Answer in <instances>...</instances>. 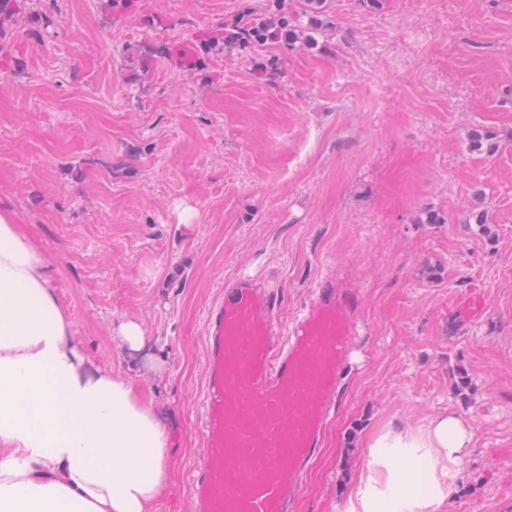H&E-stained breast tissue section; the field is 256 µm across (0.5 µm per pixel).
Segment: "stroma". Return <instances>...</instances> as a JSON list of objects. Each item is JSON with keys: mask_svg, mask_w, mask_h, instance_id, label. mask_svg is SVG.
<instances>
[{"mask_svg": "<svg viewBox=\"0 0 512 512\" xmlns=\"http://www.w3.org/2000/svg\"><path fill=\"white\" fill-rule=\"evenodd\" d=\"M245 16L310 41L130 68ZM0 29V205L47 254L85 353L164 415L156 512H193L225 279H264L286 323L340 263L363 285L366 356L299 512H341L363 439L439 414L473 428L451 512H512V0H326L313 18L302 0H27ZM472 288L484 313L460 329L448 299Z\"/></svg>", "mask_w": 512, "mask_h": 512, "instance_id": "35a3bbf8", "label": "stroma"}]
</instances>
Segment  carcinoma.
Returning <instances> with one entry per match:
<instances>
[{"mask_svg":"<svg viewBox=\"0 0 512 512\" xmlns=\"http://www.w3.org/2000/svg\"><path fill=\"white\" fill-rule=\"evenodd\" d=\"M304 39V32L294 29L288 19L276 21L246 18L235 24L226 25L205 35L202 45L161 46L157 54L161 58L176 57L184 67L202 64L201 48L221 50H245L266 42H297Z\"/></svg>","mask_w":512,"mask_h":512,"instance_id":"cac0c4a2","label":"carcinoma"}]
</instances>
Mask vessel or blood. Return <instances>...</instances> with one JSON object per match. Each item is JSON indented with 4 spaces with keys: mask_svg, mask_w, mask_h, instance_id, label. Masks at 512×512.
<instances>
[{
    "mask_svg": "<svg viewBox=\"0 0 512 512\" xmlns=\"http://www.w3.org/2000/svg\"><path fill=\"white\" fill-rule=\"evenodd\" d=\"M361 308V283L345 265L315 284L286 326L265 282L225 281L203 338L194 512H293L365 334Z\"/></svg>",
    "mask_w": 512,
    "mask_h": 512,
    "instance_id": "vessel-or-blood-1",
    "label": "vessel or blood"
}]
</instances>
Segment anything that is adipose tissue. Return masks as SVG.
<instances>
[{
	"mask_svg": "<svg viewBox=\"0 0 512 512\" xmlns=\"http://www.w3.org/2000/svg\"><path fill=\"white\" fill-rule=\"evenodd\" d=\"M47 265L0 210V512H154L167 428L82 351ZM470 439L448 414L372 434L344 512H447Z\"/></svg>",
	"mask_w": 512,
	"mask_h": 512,
	"instance_id": "obj_1",
	"label": "adipose tissue"
}]
</instances>
